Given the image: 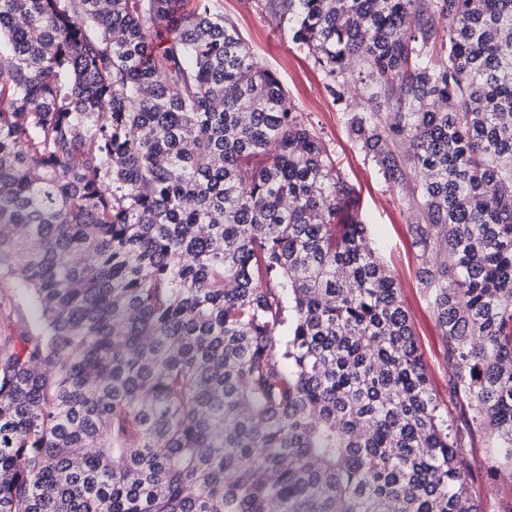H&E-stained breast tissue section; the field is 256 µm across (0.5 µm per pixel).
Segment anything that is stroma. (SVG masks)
I'll return each instance as SVG.
<instances>
[{
  "label": "stroma",
  "instance_id": "obj_1",
  "mask_svg": "<svg viewBox=\"0 0 512 512\" xmlns=\"http://www.w3.org/2000/svg\"><path fill=\"white\" fill-rule=\"evenodd\" d=\"M216 5L237 25L258 64L277 74L296 111L323 137L341 176L355 187L369 244L396 277L429 378L440 398H447L449 369L443 342L429 298L416 278L420 261L407 231L412 217L398 190L384 180L349 132V119L363 109V99L351 89L344 103H336L312 62L292 42L287 28L263 8L262 0H216ZM488 445L487 437L481 434L467 441L470 494L493 512H512V473L490 475L485 464Z\"/></svg>",
  "mask_w": 512,
  "mask_h": 512
}]
</instances>
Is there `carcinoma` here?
Wrapping results in <instances>:
<instances>
[{
	"label": "carcinoma",
	"instance_id": "obj_1",
	"mask_svg": "<svg viewBox=\"0 0 512 512\" xmlns=\"http://www.w3.org/2000/svg\"><path fill=\"white\" fill-rule=\"evenodd\" d=\"M0 0V512H486L354 187L215 0ZM405 189L512 470V0H266ZM37 313L33 306L15 296L13 307L0 306V336H18L27 328L34 327Z\"/></svg>",
	"mask_w": 512,
	"mask_h": 512
}]
</instances>
